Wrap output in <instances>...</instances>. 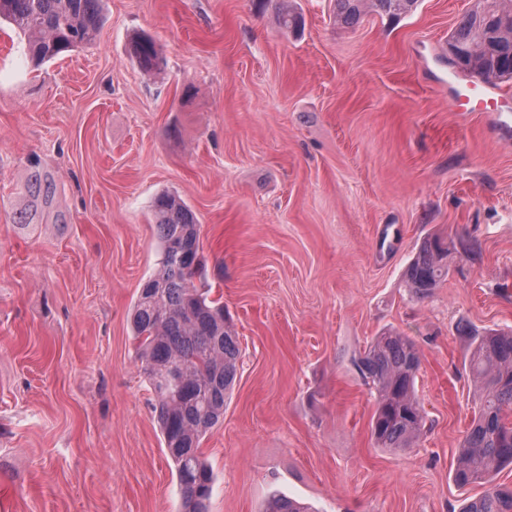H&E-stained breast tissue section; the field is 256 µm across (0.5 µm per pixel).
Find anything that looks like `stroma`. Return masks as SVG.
I'll use <instances>...</instances> for the list:
<instances>
[{
	"instance_id": "1",
	"label": "stroma",
	"mask_w": 512,
	"mask_h": 512,
	"mask_svg": "<svg viewBox=\"0 0 512 512\" xmlns=\"http://www.w3.org/2000/svg\"><path fill=\"white\" fill-rule=\"evenodd\" d=\"M284 34L253 0H105L96 44L32 67L0 28V512H176L128 311L157 268V194L195 213L242 351L200 451L211 512H460L475 413L459 322L512 327V112L448 109V37L473 0ZM154 37L145 79L127 45ZM53 210L13 222L30 157ZM457 249L411 299L424 237ZM479 248L472 260L468 246ZM420 355L417 443L375 447L354 364L382 331Z\"/></svg>"
}]
</instances>
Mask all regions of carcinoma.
Segmentation results:
<instances>
[{
	"label": "carcinoma",
	"instance_id": "cac0c4a2",
	"mask_svg": "<svg viewBox=\"0 0 512 512\" xmlns=\"http://www.w3.org/2000/svg\"><path fill=\"white\" fill-rule=\"evenodd\" d=\"M104 0H0V23H7L26 41L27 52L39 65L95 43ZM274 8L284 31L302 25L295 0H257ZM336 21L352 25L366 13L395 18L410 13L417 0H334ZM464 73L485 82L512 79V0H474L448 38ZM130 59L147 77L164 63L153 37L138 34L129 42ZM14 223L31 224L50 209L55 183L41 165L31 162L19 192ZM156 235L160 241L155 276L145 282L133 304L130 324L140 370L152 386L154 410L165 452L175 466L178 512H209L213 473L200 446L224 417L242 353L238 338L224 315L221 298L210 297L195 278H204L197 220L187 204L169 192L153 201ZM453 242L439 235L426 237L405 271V284L417 299L429 297L448 277ZM464 366L474 383L478 405L453 471L454 482L478 484L484 491L462 512H512V490L494 484V474L512 466V329L501 331L463 323ZM181 368L178 384L161 381L169 366ZM420 356L403 334L387 330L364 349L359 370L376 408L371 436L379 448L412 447L426 425V413L416 386ZM263 512H308L291 499L275 498Z\"/></svg>",
	"mask_w": 512,
	"mask_h": 512
}]
</instances>
